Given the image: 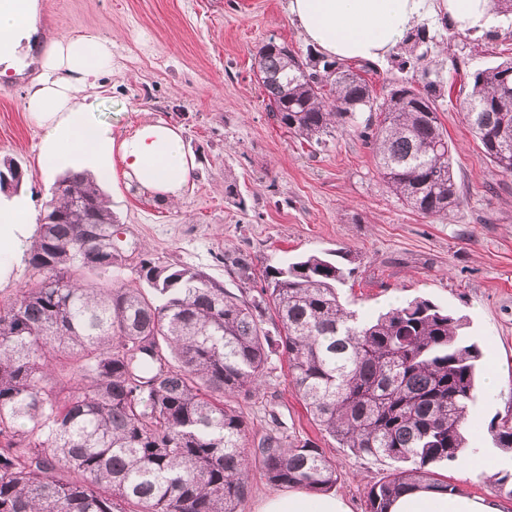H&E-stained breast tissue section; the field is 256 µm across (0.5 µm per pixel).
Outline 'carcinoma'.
I'll return each instance as SVG.
<instances>
[{
    "label": "carcinoma",
    "mask_w": 512,
    "mask_h": 512,
    "mask_svg": "<svg viewBox=\"0 0 512 512\" xmlns=\"http://www.w3.org/2000/svg\"><path fill=\"white\" fill-rule=\"evenodd\" d=\"M433 40L424 25L408 32L392 66L415 71ZM254 68L288 133L317 147L358 134L385 192L424 218L460 204L439 68L380 94L368 67L272 39ZM459 107L511 176L512 59L475 72ZM23 179L3 161L1 188ZM118 242L99 185L68 175L27 253L29 280L0 301V512H239L254 467L273 488L330 491L336 468L312 443L269 433L246 447L231 400L260 387L277 353L321 431L409 464L371 488L367 512L423 483L456 491L429 466L458 459L475 401L482 352L462 318L425 298L360 318L339 293L351 271L325 254L266 267L253 294L141 249L147 292L121 276ZM490 431L512 448V421Z\"/></svg>",
    "instance_id": "obj_1"
}]
</instances>
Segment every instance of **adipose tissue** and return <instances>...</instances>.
Returning a JSON list of instances; mask_svg holds the SVG:
<instances>
[{
  "label": "adipose tissue",
  "instance_id": "adipose-tissue-1",
  "mask_svg": "<svg viewBox=\"0 0 512 512\" xmlns=\"http://www.w3.org/2000/svg\"><path fill=\"white\" fill-rule=\"evenodd\" d=\"M289 14L304 39L337 60L377 62L430 11L460 31L483 34L498 26L489 0H288ZM36 0H0V65H27L37 34ZM112 63V41L97 34L51 39L38 74L25 88L24 109L40 129L38 159L45 173L82 172L107 180L122 162L128 185L164 201L182 199L194 162L180 128L141 122L126 135L93 117L96 81ZM34 232L29 206L20 196L0 197V286L14 278ZM257 512H351L332 494L288 490L267 496ZM390 512H500L492 500L419 488L397 497Z\"/></svg>",
  "mask_w": 512,
  "mask_h": 512
}]
</instances>
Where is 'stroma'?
Returning a JSON list of instances; mask_svg holds the SVG:
<instances>
[{
    "label": "stroma",
    "mask_w": 512,
    "mask_h": 512,
    "mask_svg": "<svg viewBox=\"0 0 512 512\" xmlns=\"http://www.w3.org/2000/svg\"><path fill=\"white\" fill-rule=\"evenodd\" d=\"M45 35L98 34L112 41V72L97 117L126 134L145 120L179 126L195 166L182 200L103 184L122 230L124 277L137 281L135 248L161 263L191 267L237 291L231 262L243 258L254 274L302 255L346 249L353 273L341 293L348 308L375 316L424 297L464 319L463 331L495 366L498 386L479 385L469 411L477 433L464 455L484 452L492 475L465 471L462 461L434 465L457 490L497 500L512 512V449L498 447L492 420L512 417V176L499 173L471 136L452 97L440 101L444 129L455 146L460 205L430 220L388 196L370 146L355 134L313 149L281 128L268 112L253 73L269 40L303 52L308 44L288 14V0H38ZM435 37L430 56L444 83L512 57V31L476 42L448 35L440 18L424 21ZM29 65L0 81V160L28 176L21 191L42 218L54 181L40 173L41 132L23 107ZM237 185L228 199L225 183ZM247 446L268 432L311 439L336 466L334 494L351 512H366L370 488L397 469L385 457L359 456L317 429L288 377L285 358L272 356L264 383L239 396Z\"/></svg>",
    "instance_id": "obj_1"
}]
</instances>
